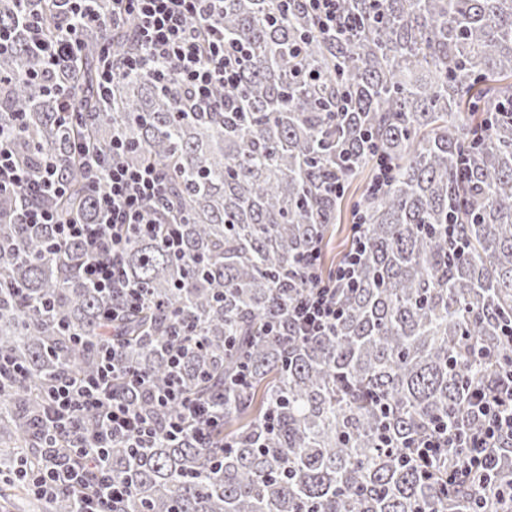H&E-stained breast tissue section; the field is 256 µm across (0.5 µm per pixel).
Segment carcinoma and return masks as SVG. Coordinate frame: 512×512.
Wrapping results in <instances>:
<instances>
[{
    "instance_id": "carcinoma-1",
    "label": "carcinoma",
    "mask_w": 512,
    "mask_h": 512,
    "mask_svg": "<svg viewBox=\"0 0 512 512\" xmlns=\"http://www.w3.org/2000/svg\"><path fill=\"white\" fill-rule=\"evenodd\" d=\"M341 6L350 29L335 38L301 0H224V39L248 48L237 90L216 92L232 112L178 106L169 73L118 76L104 108L102 42L118 59L136 52L110 24L83 31L78 61L54 73L21 34L0 54V121L25 120L19 156L35 176L49 158L66 175L68 196L52 206L93 216L59 118L63 91L92 148L110 157L118 136L125 161L161 168V222L185 253L132 236L126 278L147 301L114 320L112 293L82 278L84 245L55 251L50 225L17 223L23 193L0 194V355L21 369L0 381V436L13 439L0 448L4 503L22 495L35 512H73L70 498L42 499L15 475L19 451L36 462L47 445L45 387L96 376L98 344L112 340L129 368L167 385L163 345L177 319L201 337L182 383L224 409V436L210 448L190 434L114 444L112 475L133 491L117 512H465L474 496L485 512L505 507L496 492L512 487V447L489 484L449 489L442 478L466 449L419 468L404 440L464 416L475 383L512 358L501 340L512 323V0ZM374 149L393 170L353 205L366 253L358 285L340 295L343 317L315 340L263 335L305 287L297 260L341 220L346 197H327L324 181L374 170Z\"/></svg>"
}]
</instances>
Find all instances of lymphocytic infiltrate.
I'll return each mask as SVG.
<instances>
[{
  "label": "lymphocytic infiltrate",
  "mask_w": 512,
  "mask_h": 512,
  "mask_svg": "<svg viewBox=\"0 0 512 512\" xmlns=\"http://www.w3.org/2000/svg\"><path fill=\"white\" fill-rule=\"evenodd\" d=\"M40 2L19 0L18 21L34 49L53 69L76 56L80 32L100 26L102 17L96 0H54L65 22L57 36L49 39L43 32ZM223 9L224 0H112L113 26L131 25L140 52L118 65L109 47H102L101 93L109 94L114 79L124 70L160 73L167 69L185 93L190 109L223 111L224 102L215 91L237 87L247 52L243 43L225 40L223 29L213 25V16ZM17 131L13 125L0 132V192L24 191L27 203L19 213L20 223L51 225L59 248L83 243L89 250L82 266L86 284L117 292L121 308L141 306L144 293L126 279L125 259L132 235L155 237L161 231L158 210L168 198L162 171L152 164L125 163V146L120 139H113L108 158L100 157L83 142L72 141L71 152L80 158L93 191L94 216L87 222L69 219L45 203L46 197L65 193L56 164L45 163L42 175L32 177L11 147ZM351 233V247L332 272H324L316 248L298 263L304 289L289 298L285 321L269 322L266 333L302 339L331 333L343 315L338 291L357 284L366 249L361 225L353 224ZM198 344V339L185 332L169 338L168 365L176 379L163 389H153L148 378L123 368L122 348L117 343L102 352L96 377L52 381L42 427L63 440L64 446L37 472L21 470V477L34 493L48 499L71 496L74 512H114L131 489L113 479L105 465L104 455L112 443L146 448L158 433L175 440L189 430L199 444H210L220 428V409L186 394L177 379L183 362ZM119 377L125 379L130 390L146 391L147 408H134L123 394L113 390L112 382ZM168 405L175 406V414L157 423L152 408ZM467 414L476 421V429L452 431L438 426L407 448L408 455L423 462L438 458L447 448L467 449L465 463L448 471L452 486L488 475L496 450L512 446V363L499 365L492 383L476 385L467 399Z\"/></svg>",
  "instance_id": "f902f5d3"
}]
</instances>
